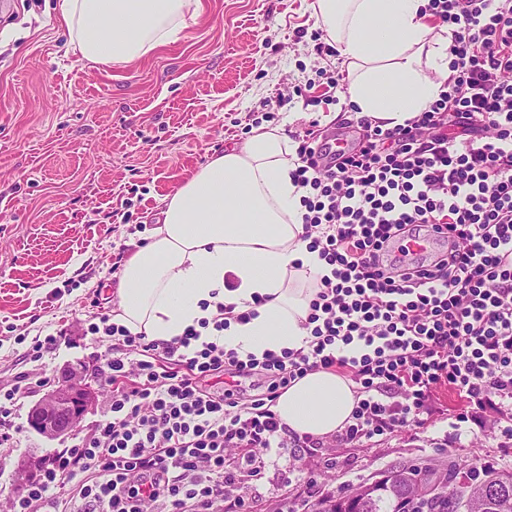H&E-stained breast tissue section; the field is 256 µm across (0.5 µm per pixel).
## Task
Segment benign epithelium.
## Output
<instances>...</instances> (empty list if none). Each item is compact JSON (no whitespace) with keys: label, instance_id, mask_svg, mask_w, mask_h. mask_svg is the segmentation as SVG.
<instances>
[{"label":"benign epithelium","instance_id":"benign-epithelium-1","mask_svg":"<svg viewBox=\"0 0 512 512\" xmlns=\"http://www.w3.org/2000/svg\"><path fill=\"white\" fill-rule=\"evenodd\" d=\"M94 395L85 368L69 366L30 407L29 426L48 439L62 438L81 423Z\"/></svg>","mask_w":512,"mask_h":512}]
</instances>
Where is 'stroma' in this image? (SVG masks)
Here are the masks:
<instances>
[{
  "label": "stroma",
  "mask_w": 512,
  "mask_h": 512,
  "mask_svg": "<svg viewBox=\"0 0 512 512\" xmlns=\"http://www.w3.org/2000/svg\"><path fill=\"white\" fill-rule=\"evenodd\" d=\"M62 2L0 0V385L25 370L52 379L84 366L96 389L87 426L109 388L98 373L108 345L86 328L114 306V271L154 228L160 197L251 129L289 119L300 132L315 121L327 136L357 126L355 114L321 101L329 73L345 66L325 47L314 0H200L177 42L127 65L83 61ZM50 334L57 348L25 363L24 351ZM41 394L24 392L14 415L20 433L0 464V512L22 490L18 465L66 445L28 425ZM497 417L443 387L421 425L340 449L333 461L305 456L301 476L339 496L399 466L512 471ZM289 465L275 459L246 488L253 512L296 500L297 488L283 485Z\"/></svg>",
  "instance_id": "1"
}]
</instances>
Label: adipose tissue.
Wrapping results in <instances>:
<instances>
[{
    "mask_svg": "<svg viewBox=\"0 0 512 512\" xmlns=\"http://www.w3.org/2000/svg\"><path fill=\"white\" fill-rule=\"evenodd\" d=\"M427 0H315L328 43L343 58V98L393 128L427 110L450 74L449 41ZM199 0H64L70 41L92 63L128 64L176 41ZM287 125L252 129L213 152L160 201L157 225L119 275L112 320L168 342L211 317L218 305L243 311L224 330L240 357L296 349L318 276L328 266L311 252L301 222L303 188L291 173L298 158ZM354 384L332 370L296 380L271 407L288 431L330 438L350 421Z\"/></svg>",
    "mask_w": 512,
    "mask_h": 512,
    "instance_id": "ef3b65f1",
    "label": "adipose tissue"
}]
</instances>
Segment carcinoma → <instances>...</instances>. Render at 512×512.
<instances>
[{
  "label": "carcinoma",
  "instance_id": "carcinoma-1",
  "mask_svg": "<svg viewBox=\"0 0 512 512\" xmlns=\"http://www.w3.org/2000/svg\"><path fill=\"white\" fill-rule=\"evenodd\" d=\"M472 486L485 490L482 505L474 512H499V503L512 501V471L490 470L481 478L459 481L451 469L434 478L425 470L403 466L345 497L322 501L315 512H463L466 491Z\"/></svg>",
  "mask_w": 512,
  "mask_h": 512
}]
</instances>
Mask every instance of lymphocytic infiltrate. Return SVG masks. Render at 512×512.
Returning a JSON list of instances; mask_svg holds the SVG:
<instances>
[{"mask_svg":"<svg viewBox=\"0 0 512 512\" xmlns=\"http://www.w3.org/2000/svg\"><path fill=\"white\" fill-rule=\"evenodd\" d=\"M427 9L448 25L452 58L430 109L392 130L359 117L343 153L313 131L298 138L301 221L331 268L314 286L304 345L243 360L200 342L251 319L230 305L169 342L100 315L87 331L110 344L102 417L39 465L9 512H250L237 490L264 477L266 453L324 446L270 410L317 369L356 385L336 436L345 444L419 423L440 385L512 406V0ZM433 231L434 253L400 246ZM224 375L230 388H212Z\"/></svg>","mask_w":512,"mask_h":512,"instance_id":"lymphocytic-infiltrate-1","label":"lymphocytic infiltrate"}]
</instances>
